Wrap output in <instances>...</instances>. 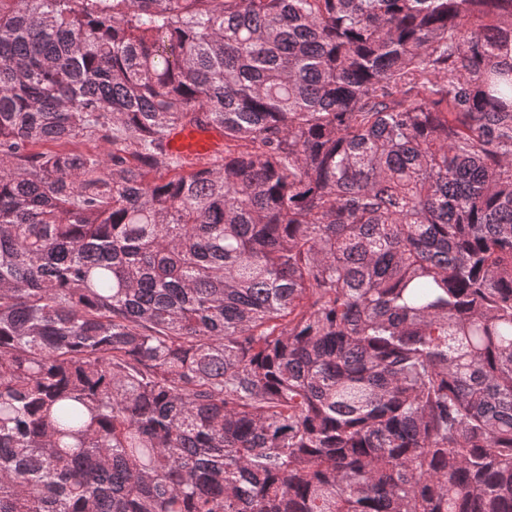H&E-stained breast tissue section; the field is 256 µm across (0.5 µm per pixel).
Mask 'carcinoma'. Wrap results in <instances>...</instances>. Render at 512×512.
<instances>
[{
	"mask_svg": "<svg viewBox=\"0 0 512 512\" xmlns=\"http://www.w3.org/2000/svg\"><path fill=\"white\" fill-rule=\"evenodd\" d=\"M0 512H512V0H0ZM169 149L176 154H202L189 157L186 162L196 166L211 158L209 153H217L215 137L211 131L187 129L176 132L169 140Z\"/></svg>",
	"mask_w": 512,
	"mask_h": 512,
	"instance_id": "cac0c4a2",
	"label": "carcinoma"
}]
</instances>
